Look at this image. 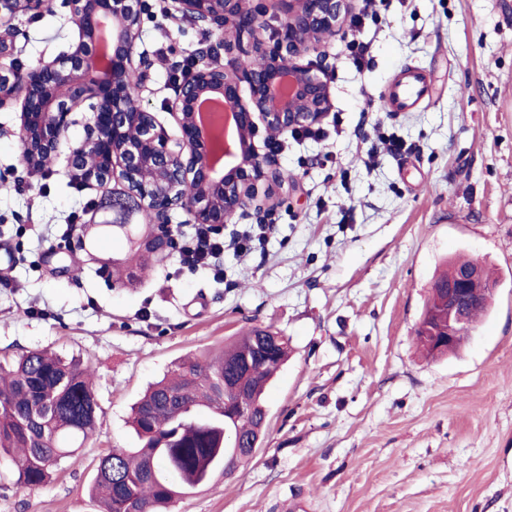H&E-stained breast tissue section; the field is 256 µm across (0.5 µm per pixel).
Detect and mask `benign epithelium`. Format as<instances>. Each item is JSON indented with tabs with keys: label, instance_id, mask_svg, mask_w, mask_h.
I'll list each match as a JSON object with an SVG mask.
<instances>
[{
	"label": "benign epithelium",
	"instance_id": "1",
	"mask_svg": "<svg viewBox=\"0 0 512 512\" xmlns=\"http://www.w3.org/2000/svg\"><path fill=\"white\" fill-rule=\"evenodd\" d=\"M284 22L276 47L265 48L255 37L262 26L250 0H178L179 12L198 20H221L235 34V57L226 64H201L181 86L175 110L181 136L167 138L143 106L130 105L125 81L136 67L140 37L141 0H68L70 21L79 33L72 50L36 67L0 66V108L22 101L19 135L21 159L27 166L52 165L72 124L75 108L91 102L92 124L87 136L71 146L68 174L88 186H104L114 179L124 194L136 199L154 216V237L168 244L167 217L183 209L195 224L219 227L228 223L257 196L262 182H278L280 175L253 146L255 119L274 136L322 123L332 108L330 89L311 63L300 58L340 31L352 0H280ZM44 0H0V22L42 8ZM112 24L107 53H101L97 34L101 23ZM256 58L250 67L243 59ZM249 95L240 94V84ZM220 100L224 130L206 128L198 106ZM185 186L194 188L182 194ZM473 265L446 287L431 289L434 311L443 335L426 336L436 351L458 342V328L467 320L468 286L479 278Z\"/></svg>",
	"mask_w": 512,
	"mask_h": 512
}]
</instances>
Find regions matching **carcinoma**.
Instances as JSON below:
<instances>
[{
  "mask_svg": "<svg viewBox=\"0 0 512 512\" xmlns=\"http://www.w3.org/2000/svg\"><path fill=\"white\" fill-rule=\"evenodd\" d=\"M119 234L145 250L143 225L119 224ZM481 277L470 283L466 337L489 306ZM288 359V338L259 326L243 328L218 355L187 357L152 384L133 406L140 446L99 458L89 493L99 512H169L186 489L208 484L235 460L225 449H253L265 415L263 393ZM97 399L90 368L43 350L18 354L0 366V462L22 488L46 485L54 467L74 455L95 430Z\"/></svg>",
  "mask_w": 512,
  "mask_h": 512,
  "instance_id": "obj_1",
  "label": "carcinoma"
}]
</instances>
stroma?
<instances>
[{
	"mask_svg": "<svg viewBox=\"0 0 512 512\" xmlns=\"http://www.w3.org/2000/svg\"><path fill=\"white\" fill-rule=\"evenodd\" d=\"M145 0L136 50L143 104L178 136L168 107L176 66L214 52L224 29ZM354 0L371 49L354 64L350 31L308 59L331 89L323 134L273 154L283 180L258 195L224 236L265 224L248 254L224 250V273L189 268L177 247L146 267L115 235L88 253L64 227L102 191L70 186L69 145L93 114L81 105L36 189L24 175L20 106L0 108V358L48 349L94 374L97 426L52 480L29 490L0 466V512H97L88 495L99 457L135 448L130 408L190 353L245 326L286 336L290 357L265 397V434L231 474L178 499L171 512H512V0ZM24 68L70 49L67 0L0 26ZM409 66L432 86L425 107L381 100ZM408 145L387 151L386 141ZM479 261L496 282L487 315L462 349L425 356L424 304L448 260Z\"/></svg>",
	"mask_w": 512,
	"mask_h": 512,
	"instance_id": "stroma-1",
	"label": "stroma"
}]
</instances>
